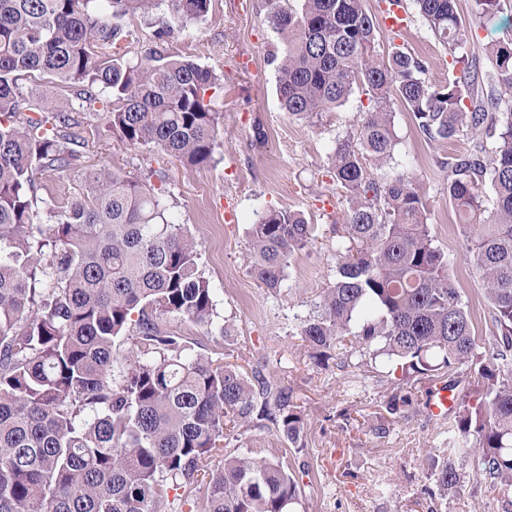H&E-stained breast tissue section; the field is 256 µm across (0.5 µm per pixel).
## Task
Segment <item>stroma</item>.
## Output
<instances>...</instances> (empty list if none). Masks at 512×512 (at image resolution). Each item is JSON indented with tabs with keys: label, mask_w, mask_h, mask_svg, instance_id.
I'll return each mask as SVG.
<instances>
[{
	"label": "stroma",
	"mask_w": 512,
	"mask_h": 512,
	"mask_svg": "<svg viewBox=\"0 0 512 512\" xmlns=\"http://www.w3.org/2000/svg\"><path fill=\"white\" fill-rule=\"evenodd\" d=\"M267 0H211L206 17L190 22L164 50L188 56L222 76L224 90L212 106L224 115L221 147L210 165L187 168L146 146L131 147L109 132L91 140L89 164L104 163L129 176L161 174L158 186L173 223L194 237L198 266L213 288V322L182 318L168 330L189 337L196 351L218 363L238 365L288 387L303 417L297 443L270 422L231 432L228 455L248 454L282 461L302 491L300 512H501L496 496L475 476L446 498H429L427 458H442L453 419H435L424 405V384L406 386L388 363L353 367L348 350L331 349L317 361L298 329L336 275L337 229L347 202L334 178L331 155L338 138L355 130L370 106L362 87L330 112L310 119L291 116L276 92L270 55L279 45L267 22ZM406 25L379 29L380 53L400 47L427 60V77L448 78V53L415 11ZM398 145L394 171L413 174L428 209V222L452 264L449 273L484 333L481 278L465 258V239L448 201L447 173L440 160L468 143L430 142L402 103L392 105ZM303 213L313 241L296 255L281 288L269 290L251 272L249 231L263 211ZM410 391L416 404L390 414L389 398Z\"/></svg>",
	"instance_id": "stroma-1"
}]
</instances>
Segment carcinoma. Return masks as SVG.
Returning <instances> with one entry per match:
<instances>
[{"mask_svg":"<svg viewBox=\"0 0 512 512\" xmlns=\"http://www.w3.org/2000/svg\"><path fill=\"white\" fill-rule=\"evenodd\" d=\"M298 2H274L268 13L283 46L271 61L284 108L307 119L342 105L356 86L374 101L331 156L348 203L336 277L299 336L324 354L351 335L416 382L448 374L458 390L454 436L446 459L430 465L424 493L447 496L471 466L512 512V367L504 364L512 352V40L478 35L505 0H473L471 22L456 0H411L448 49V80L438 86L426 81L421 57L379 53L364 0ZM210 3L0 0V512H163L174 488L189 512H296L301 503L282 464L226 456L219 446L255 418L295 441L303 418L288 388L218 364L164 327L171 317L211 324L214 301L162 190L106 164L82 166L99 119L129 146L149 145L188 167L214 161L222 113L207 93L222 91L223 78L155 49L126 58L119 24L161 8L175 23L197 21ZM36 80L69 94L37 96ZM395 99L428 141L470 143L440 164L483 283L484 338L413 175L384 172L396 145ZM45 172L69 176L72 191L42 214ZM311 240L300 214L262 212L251 227L252 274L279 288ZM125 339L133 350L116 375Z\"/></svg>","mask_w":512,"mask_h":512,"instance_id":"1","label":"carcinoma"}]
</instances>
